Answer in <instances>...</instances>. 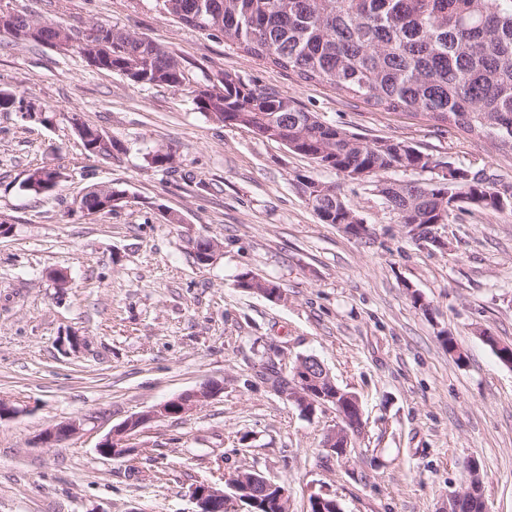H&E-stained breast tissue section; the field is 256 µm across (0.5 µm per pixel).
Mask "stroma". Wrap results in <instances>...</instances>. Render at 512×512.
Instances as JSON below:
<instances>
[{
  "instance_id": "obj_1",
  "label": "stroma",
  "mask_w": 512,
  "mask_h": 512,
  "mask_svg": "<svg viewBox=\"0 0 512 512\" xmlns=\"http://www.w3.org/2000/svg\"><path fill=\"white\" fill-rule=\"evenodd\" d=\"M15 4L77 31L116 25L191 71L239 74L347 132L404 140L512 181V158L488 140L273 70L163 14L156 0ZM0 90L33 110L0 111V216L11 225L0 236V396L17 409L0 421V512H190L192 487L243 469L286 482L290 512H310L319 490L342 512H439L464 486L468 457L481 464L489 512H512V367L480 337L512 344V211L466 203L435 228L448 249L415 242L370 185L206 118L186 92L3 35ZM75 114L120 150L87 156ZM162 145L176 152L169 173L145 161ZM40 166L59 169V184L22 190ZM299 173L339 185L366 234L319 221ZM100 183L125 201L106 214L76 210ZM201 237L221 244L204 265L193 254ZM246 271L276 281L283 299L238 288ZM59 272L67 288H57ZM70 334L80 347L65 346ZM300 355L319 358L360 398L365 430L347 459L322 447L334 410L303 415L259 376L263 360L285 369ZM213 380L221 394L145 425L134 455L96 452L113 427ZM80 416L84 434L39 444L43 430Z\"/></svg>"
}]
</instances>
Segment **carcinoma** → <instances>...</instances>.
<instances>
[{
	"label": "carcinoma",
	"mask_w": 512,
	"mask_h": 512,
	"mask_svg": "<svg viewBox=\"0 0 512 512\" xmlns=\"http://www.w3.org/2000/svg\"><path fill=\"white\" fill-rule=\"evenodd\" d=\"M162 12L199 31L221 17L218 33L229 47L304 82L326 83L340 93L387 112L420 115L438 126L491 141L496 151L512 156V0H157ZM17 23L30 24L47 45L56 25L19 11ZM96 45L120 47L110 55L96 51L98 69L118 72L137 58L142 84L182 90L196 109L222 124H231L265 139L270 129L296 143L298 154L317 167L345 177L366 173L373 182L384 173L402 175V187L383 200L397 221L430 224L436 209L432 177L425 176L421 154L381 150L354 134L320 121L297 102L252 80L224 84V99L207 104L203 97L214 71L182 84L186 66L171 51L108 23L90 27ZM88 156L108 158L118 142L106 138L82 141ZM175 151L161 147L148 154V164L168 170ZM60 173L33 169L23 187L45 192L43 182H59ZM498 175L461 180L460 197L496 210ZM315 198L311 207L325 224L343 223L337 194ZM260 375L277 392L292 379L270 359Z\"/></svg>",
	"instance_id": "cac0c4a2"
}]
</instances>
